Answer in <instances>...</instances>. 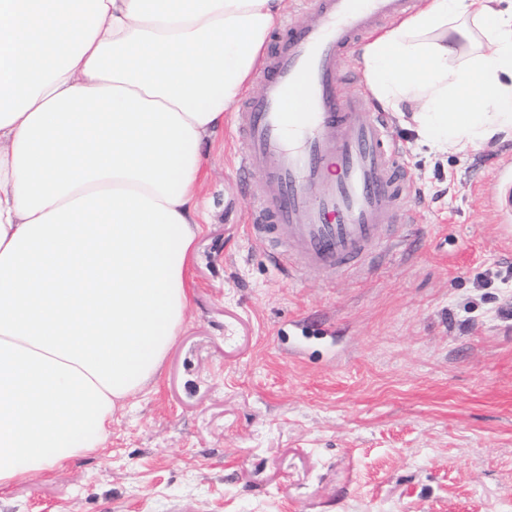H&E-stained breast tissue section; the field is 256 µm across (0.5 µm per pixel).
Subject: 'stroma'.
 I'll return each instance as SVG.
<instances>
[{
    "label": "stroma",
    "instance_id": "stroma-1",
    "mask_svg": "<svg viewBox=\"0 0 512 512\" xmlns=\"http://www.w3.org/2000/svg\"><path fill=\"white\" fill-rule=\"evenodd\" d=\"M402 205L352 272L249 235L262 182L225 113L185 324L103 448L0 512H512V150L438 154L386 113Z\"/></svg>",
    "mask_w": 512,
    "mask_h": 512
}]
</instances>
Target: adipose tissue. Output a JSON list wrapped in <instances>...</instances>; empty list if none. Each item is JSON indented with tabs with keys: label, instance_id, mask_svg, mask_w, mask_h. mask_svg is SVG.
Returning a JSON list of instances; mask_svg holds the SVG:
<instances>
[{
	"label": "adipose tissue",
	"instance_id": "adipose-tissue-1",
	"mask_svg": "<svg viewBox=\"0 0 512 512\" xmlns=\"http://www.w3.org/2000/svg\"><path fill=\"white\" fill-rule=\"evenodd\" d=\"M282 9L0 0V489L102 447L157 375L189 307L205 146ZM359 55L432 151L512 141V4L422 0Z\"/></svg>",
	"mask_w": 512,
	"mask_h": 512
}]
</instances>
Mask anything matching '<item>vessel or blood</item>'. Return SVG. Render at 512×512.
Wrapping results in <instances>:
<instances>
[{
	"instance_id": "vessel-or-blood-1",
	"label": "vessel or blood",
	"mask_w": 512,
	"mask_h": 512,
	"mask_svg": "<svg viewBox=\"0 0 512 512\" xmlns=\"http://www.w3.org/2000/svg\"><path fill=\"white\" fill-rule=\"evenodd\" d=\"M313 20L288 23L270 56L263 90L235 122L248 142L242 172L255 175L265 201L252 207L250 234L283 230L289 268L350 269L385 242V215L396 207L400 168L384 121L362 98L337 86L341 62L364 33L395 17L408 0H311ZM300 103L284 111L285 100Z\"/></svg>"
}]
</instances>
